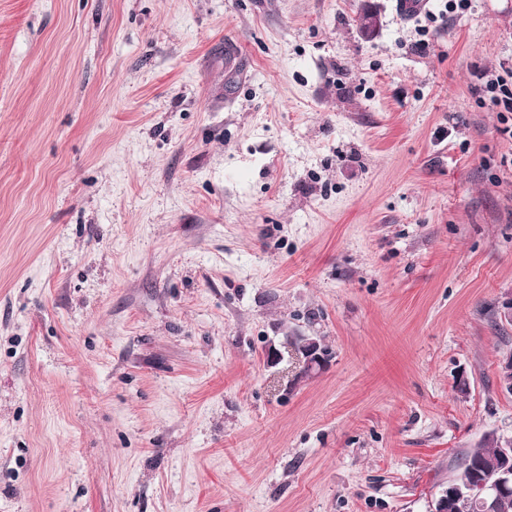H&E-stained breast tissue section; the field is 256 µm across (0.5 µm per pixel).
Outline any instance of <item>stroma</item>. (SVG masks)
<instances>
[{
  "instance_id": "1",
  "label": "stroma",
  "mask_w": 512,
  "mask_h": 512,
  "mask_svg": "<svg viewBox=\"0 0 512 512\" xmlns=\"http://www.w3.org/2000/svg\"><path fill=\"white\" fill-rule=\"evenodd\" d=\"M505 72L512 0H0V512H429L512 437ZM485 86L493 94L490 97L493 105L502 107L505 112H512V89L505 78L498 75L487 79ZM283 347L302 364L306 377L317 375L329 361L327 348L314 336H291L289 340L287 337ZM500 451L489 443H480L464 454L455 467V473L448 480V489L460 487L477 493L486 478V467L499 461Z\"/></svg>"
}]
</instances>
